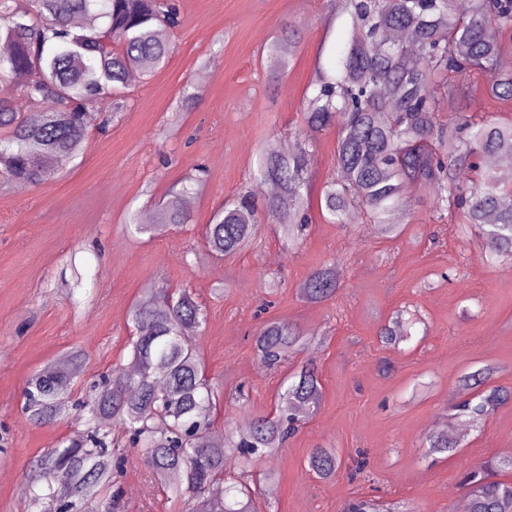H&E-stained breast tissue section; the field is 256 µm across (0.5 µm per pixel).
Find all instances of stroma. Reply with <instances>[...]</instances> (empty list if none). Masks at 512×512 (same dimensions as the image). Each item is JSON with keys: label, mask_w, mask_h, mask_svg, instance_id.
<instances>
[{"label": "stroma", "mask_w": 512, "mask_h": 512, "mask_svg": "<svg viewBox=\"0 0 512 512\" xmlns=\"http://www.w3.org/2000/svg\"><path fill=\"white\" fill-rule=\"evenodd\" d=\"M180 24L170 31L168 65L130 82L128 108L100 132L94 111L83 153L57 164L33 186L0 188V512H27L25 484L32 460L73 437L75 415L45 427L21 411L28 379L73 349L84 377L125 369L130 362L129 310L143 289L187 288L206 310L195 340L205 373L222 394L215 431L256 414L274 413L287 369L257 360L256 311L318 337L294 363L314 361L322 387L318 409L284 448L259 463L275 471L269 512H341L348 498L378 496L411 512H454L463 472L489 458L512 455V405L477 430L461 434L452 455L426 454V423L447 419L458 378L484 366L494 384L512 387V261L495 264L480 243L451 220L436 221L431 194L407 195L402 230L379 234L353 219L330 222L313 212L302 244L288 247L277 225H261L256 247L214 261L203 228L226 199L257 191L252 178L260 148L296 144L304 133L306 96L347 42L350 17L340 0H175ZM298 46L288 70L269 74L264 47L283 28ZM199 98L165 128L184 88ZM441 115L492 112L512 122V101L491 97L484 77L471 76L444 97ZM312 192L337 174L336 132L314 133ZM205 168L204 188L191 196V220L149 237L125 229L128 210L161 198L169 187ZM336 265L335 299L308 303L299 287L308 274ZM94 278L95 296L76 288ZM418 316L409 342L384 348L379 329L396 314ZM390 363L383 373L382 363ZM352 462L365 451L356 480L338 471L329 481L308 467L315 446ZM119 512H181L132 465L121 476Z\"/></svg>", "instance_id": "obj_1"}]
</instances>
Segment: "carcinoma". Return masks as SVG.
Masks as SVG:
<instances>
[{"instance_id": "cac0c4a2", "label": "carcinoma", "mask_w": 512, "mask_h": 512, "mask_svg": "<svg viewBox=\"0 0 512 512\" xmlns=\"http://www.w3.org/2000/svg\"><path fill=\"white\" fill-rule=\"evenodd\" d=\"M352 31L332 73L313 87L302 118L311 132L336 128L337 179L325 184L318 208L341 223L359 213L384 234L398 232L406 192L422 186L432 194L437 217L454 216L474 234L491 261L512 259V171L484 166L494 155H512V123L460 113L443 119L441 97L460 79H488L493 97L512 100V72L499 68L504 38L512 40V0H344ZM178 25L171 0H0V78L19 86L25 108L0 99V183L38 184L54 174L59 157L79 156L87 135V109L108 100L103 127L127 106L123 90L132 71L149 75L168 63L172 42L165 32ZM394 29L411 33L409 43L386 39ZM295 34L267 46L268 70L286 72ZM52 100L55 107L43 104ZM313 145L302 141L288 154L262 150L254 180L278 192L257 203L250 192L224 202L205 228L216 258L241 252L265 222L279 224L295 245L311 220L307 177ZM202 185L191 174L150 205L136 208L126 224L155 235L187 224L185 203ZM336 266L314 269L300 288L313 303L336 296ZM134 375L117 371L79 380V350L65 361L72 371L34 374L24 390L27 420L46 425L72 412L85 428L33 460L31 486L42 487L31 512H116L122 488L114 478L128 463L121 447L144 450L142 462L166 498L183 500L187 512H260L271 470L248 467L285 445L306 424L321 397L317 369L305 363L279 393L276 415H259L241 431L224 425V443L213 440L219 394L205 375L193 337L206 314L192 292L146 288L129 315ZM401 317L383 325L380 342L398 348L410 341ZM311 337L285 322L269 320L255 336L259 363L277 368L305 349ZM492 369L459 377L466 398L450 407L451 419L481 426L512 403V388L491 383ZM422 447L431 454L453 452L458 441L432 432ZM311 471L330 479L341 469L336 450L314 448ZM512 456L494 457L467 469L468 512H512ZM344 512H410L372 498L348 502Z\"/></svg>"}]
</instances>
